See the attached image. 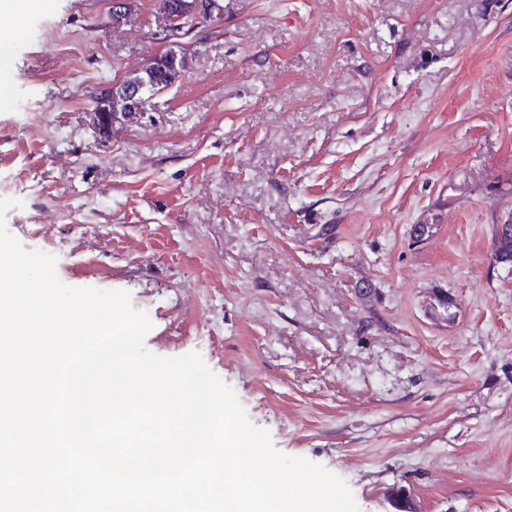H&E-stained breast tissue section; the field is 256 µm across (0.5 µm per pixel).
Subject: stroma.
Segmentation results:
<instances>
[{
    "label": "stroma",
    "mask_w": 512,
    "mask_h": 512,
    "mask_svg": "<svg viewBox=\"0 0 512 512\" xmlns=\"http://www.w3.org/2000/svg\"><path fill=\"white\" fill-rule=\"evenodd\" d=\"M113 2L0 19L9 232L128 291L150 352H198L360 512H512V0H218L172 43L161 0ZM170 50L102 130L95 97ZM167 55L169 54H165L157 62L147 67L145 74L142 72V74L136 75L128 80L145 78L146 86L144 89L161 90L169 87L180 76L183 62L181 61L180 66L179 63H177V67L174 68V66L169 63Z\"/></svg>",
    "instance_id": "35a3bbf8"
}]
</instances>
